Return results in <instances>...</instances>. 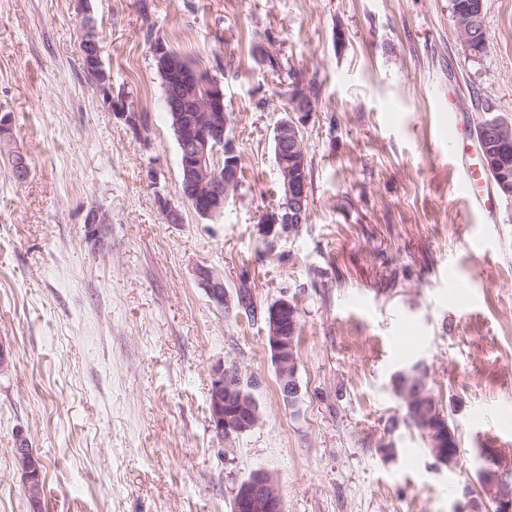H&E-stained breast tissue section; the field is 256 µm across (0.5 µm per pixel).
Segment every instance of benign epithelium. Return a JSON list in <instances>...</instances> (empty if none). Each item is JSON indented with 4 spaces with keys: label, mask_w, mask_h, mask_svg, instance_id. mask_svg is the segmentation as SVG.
<instances>
[{
    "label": "benign epithelium",
    "mask_w": 512,
    "mask_h": 512,
    "mask_svg": "<svg viewBox=\"0 0 512 512\" xmlns=\"http://www.w3.org/2000/svg\"><path fill=\"white\" fill-rule=\"evenodd\" d=\"M482 4L473 6L469 13L454 18L459 39L470 47L479 34ZM81 51L86 70L98 76L104 85L109 77L100 66L102 40L95 25L87 20L81 31ZM298 93L288 104L285 116L274 130L275 161L281 180V200L269 213L259 231L269 244L285 233H294V225L305 223L308 215V175L303 127L314 112L315 100L304 84L297 83ZM178 129L180 154L181 197L204 219L224 216V201L239 188L238 153L233 139L227 134L229 119L224 111V89L221 80L213 78L205 86V94L194 102L195 115L190 124L181 116L182 99L171 103ZM484 138L478 141L485 168L493 174V186L504 197H512V170L502 160L497 149L501 143L512 140V126L499 120H486L480 125ZM224 145V165H217L214 152L217 144ZM157 201L169 224L182 222L178 207L159 195ZM197 285L203 289L209 302L219 311L232 309L233 299L224 285L221 270L199 264L194 268ZM298 308L287 298L273 302L266 311L267 343L271 353L280 398L284 406L294 409L301 399L298 377L297 342L299 339ZM209 423L211 431L222 441H231L254 427L261 420L260 407L253 396L237 389L229 373L219 365L212 371ZM426 440L432 448L436 468L455 469L459 464L457 438L446 433V428L435 425L428 429ZM484 463L478 470L483 491L477 493L469 485L462 489L467 512H485L487 504L495 512H512V488L505 486L507 463L495 448L481 450ZM14 467L23 482L28 501L36 506L42 501L44 484L41 460L30 447L26 436L20 434L13 448ZM234 512H284L280 487L273 475L263 469L253 471L236 488L233 496Z\"/></svg>",
    "instance_id": "7a95c632"
}]
</instances>
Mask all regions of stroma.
<instances>
[{
    "label": "stroma",
    "instance_id": "35a3bbf8",
    "mask_svg": "<svg viewBox=\"0 0 512 512\" xmlns=\"http://www.w3.org/2000/svg\"><path fill=\"white\" fill-rule=\"evenodd\" d=\"M87 17L109 96L141 113V133L85 72ZM484 25L475 59L449 0H0V341L14 358L0 512H32L20 434L43 464L41 512H231L260 468L286 512H460L481 449L512 459V202L484 182L486 212L458 189L477 123L512 124V0H484ZM148 31L222 81L243 157L223 218L180 199ZM295 78L318 85L308 220L269 253L258 228L280 198L273 135ZM452 118L463 138L449 139ZM161 196L182 223H166ZM199 264L258 309L296 305L298 411L280 402L264 320L215 309ZM414 360L456 429L455 470L399 423L393 378ZM219 365L253 381L263 411L229 447L209 426Z\"/></svg>",
    "mask_w": 512,
    "mask_h": 512
}]
</instances>
